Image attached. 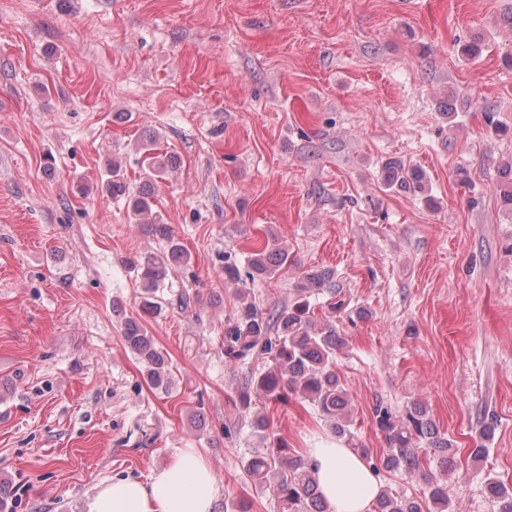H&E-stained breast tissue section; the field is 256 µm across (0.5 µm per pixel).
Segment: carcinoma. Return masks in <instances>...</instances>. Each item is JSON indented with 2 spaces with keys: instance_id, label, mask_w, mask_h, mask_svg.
Returning a JSON list of instances; mask_svg holds the SVG:
<instances>
[{
  "instance_id": "obj_1",
  "label": "carcinoma",
  "mask_w": 512,
  "mask_h": 512,
  "mask_svg": "<svg viewBox=\"0 0 512 512\" xmlns=\"http://www.w3.org/2000/svg\"><path fill=\"white\" fill-rule=\"evenodd\" d=\"M156 143L154 134L143 140L149 180L136 193H130L117 163L110 164L108 179L103 183L107 194L126 198L127 211L134 219L167 241L164 250L128 262L143 289L141 308L150 313L159 309L157 291L169 270L187 266L191 260L188 250L174 240L167 225L161 223L160 214L153 211L152 179L161 177L178 163L173 155H154ZM382 176L384 185L396 191L425 190V174L401 160L386 161ZM288 262V248L273 236L262 248L253 249L246 275L252 280L271 279ZM329 278L327 271L306 272L288 305L274 312L265 313L254 302L242 301L234 315L224 321V361L228 364L259 358L265 361V368L252 374L239 392L243 407H250L254 395L282 404L288 403L289 397L300 395L329 422L336 437L351 441L350 396L336 362V351L343 345L336 319L345 311V303L341 299L329 303L330 318L320 321L313 299V292ZM123 340L141 363L142 374L151 387L169 391L172 386L169 360L136 319L125 320ZM374 419L386 441V453L375 459L368 448H358L356 452L365 457L377 477L384 471L420 475L426 493L413 498L385 490L375 501L373 512H449L448 494L439 477L430 470L428 461L436 460L445 472L458 448L440 432L425 404L415 400L404 415L397 416L379 403L374 407ZM251 426L261 436L264 447L248 458L246 471L256 483L272 488L281 512H328L306 456L293 448L287 438L270 430L264 416H254ZM422 451L433 452V457L420 456ZM485 490L495 512H512L511 487L489 476Z\"/></svg>"
}]
</instances>
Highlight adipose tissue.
Here are the masks:
<instances>
[{"instance_id": "adipose-tissue-1", "label": "adipose tissue", "mask_w": 512, "mask_h": 512, "mask_svg": "<svg viewBox=\"0 0 512 512\" xmlns=\"http://www.w3.org/2000/svg\"><path fill=\"white\" fill-rule=\"evenodd\" d=\"M309 459L332 512H370L381 491L366 461L347 446L326 443ZM216 476L209 462L188 448L149 481L114 478L100 486L90 512H212Z\"/></svg>"}]
</instances>
